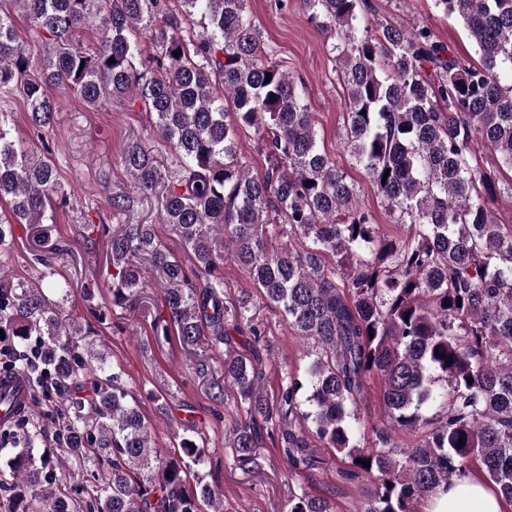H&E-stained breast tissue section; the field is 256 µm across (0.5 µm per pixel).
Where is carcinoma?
<instances>
[{
	"label": "carcinoma",
	"mask_w": 512,
	"mask_h": 512,
	"mask_svg": "<svg viewBox=\"0 0 512 512\" xmlns=\"http://www.w3.org/2000/svg\"><path fill=\"white\" fill-rule=\"evenodd\" d=\"M14 2L52 46L34 68L12 16L0 10V97L24 98L37 140L55 123L52 86L92 108L139 102L153 120L157 144L130 141L120 161L193 267L165 249L153 225L120 224L104 242L112 304L138 296L155 272L166 316L154 327L165 336L175 328L188 348L226 346L211 388L230 387L246 405L230 430L237 460L260 466L262 435H276L297 471L311 465L313 436L375 475L363 512H418L419 501L474 462L512 504V229L496 217L495 179L471 157L478 138L512 170V0H435L463 21L478 65L427 26L373 22L370 0H302L311 21L336 34L331 51L347 92L343 148L392 223L409 225L403 240L379 232L319 147L305 86L270 56L247 0ZM90 24L101 33L91 48L82 40ZM247 130L269 159L261 176L241 152ZM161 148L172 165L160 163ZM69 200L54 164L35 145L17 144L1 114L0 250L11 235L4 225L53 224ZM226 260L319 346L305 377L284 374L274 401L263 391L250 296L224 302ZM231 323L251 335L247 352L231 348ZM0 330L21 343L38 339L39 369L60 389L65 454L86 470L68 485L56 462L36 452L40 433L24 431L0 474L12 512L216 507V491L194 471L199 445L183 438L157 448L120 373L109 372L93 344L81 350L74 341L85 335L77 318L43 285L8 279L1 260ZM92 369L104 374L93 396L69 394ZM370 376L383 385L387 427L369 445L357 425ZM437 406L440 414L425 415ZM420 429L407 448L391 443L397 430ZM288 512L331 508L300 495Z\"/></svg>",
	"instance_id": "1"
}]
</instances>
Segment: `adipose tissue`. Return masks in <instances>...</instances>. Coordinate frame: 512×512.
<instances>
[{
	"mask_svg": "<svg viewBox=\"0 0 512 512\" xmlns=\"http://www.w3.org/2000/svg\"><path fill=\"white\" fill-rule=\"evenodd\" d=\"M425 512H512L503 500L473 475L453 478L447 490L428 499Z\"/></svg>",
	"mask_w": 512,
	"mask_h": 512,
	"instance_id": "1",
	"label": "adipose tissue"
}]
</instances>
